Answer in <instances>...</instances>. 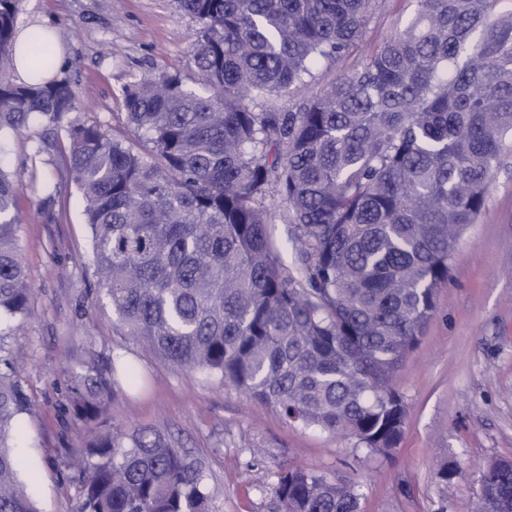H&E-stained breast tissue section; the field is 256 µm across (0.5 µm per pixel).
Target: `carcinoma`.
Wrapping results in <instances>:
<instances>
[{
  "label": "carcinoma",
  "mask_w": 512,
  "mask_h": 512,
  "mask_svg": "<svg viewBox=\"0 0 512 512\" xmlns=\"http://www.w3.org/2000/svg\"><path fill=\"white\" fill-rule=\"evenodd\" d=\"M498 0H416L358 67L287 109L320 62L356 48L372 0H176L199 24L187 68L127 86L110 135L73 115L68 79L39 81L56 47L40 33L33 80L16 83L21 0H0V133L63 130L86 201L95 275L113 328L159 362L229 383L288 422L354 438L374 454L402 438L390 386L432 318L461 231L477 222L512 142V14ZM16 174L0 168V512H38L11 447L30 400L4 337L31 313ZM293 225L299 276L283 267L264 206ZM138 368L71 376L75 416L136 389ZM477 512H512V469ZM75 512H209L199 461L158 429H90ZM281 512H358L316 471L279 476Z\"/></svg>",
  "instance_id": "1"
}]
</instances>
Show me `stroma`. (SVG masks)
<instances>
[{
  "instance_id": "1",
  "label": "stroma",
  "mask_w": 512,
  "mask_h": 512,
  "mask_svg": "<svg viewBox=\"0 0 512 512\" xmlns=\"http://www.w3.org/2000/svg\"><path fill=\"white\" fill-rule=\"evenodd\" d=\"M415 0H377L345 65H360L413 15ZM53 25L75 90L77 116L118 126L123 90L159 70L186 71L198 25L175 0H22L15 29ZM65 132L36 151L0 136V168L16 185L21 260L32 313L7 343L31 409L19 420L18 478L40 512H74L70 463L87 429L163 431L198 458L215 488L211 512H279L274 488L284 467L301 466L354 488L360 512H473L487 465L512 461V156L496 170L485 208L459 240L450 277L418 345L393 377L403 395V437L387 455L355 440L285 422L245 392L197 371L155 360L117 336L94 276L86 201L65 169ZM133 358L137 391L111 396L92 425L75 419L70 370ZM453 469L450 480L440 476Z\"/></svg>"
}]
</instances>
